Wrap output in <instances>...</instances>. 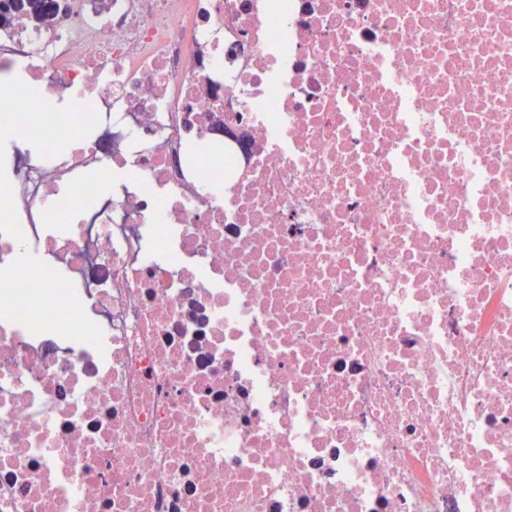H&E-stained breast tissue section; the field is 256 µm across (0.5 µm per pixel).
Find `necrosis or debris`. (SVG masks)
Returning a JSON list of instances; mask_svg holds the SVG:
<instances>
[{
	"instance_id": "necrosis-or-debris-1",
	"label": "necrosis or debris",
	"mask_w": 512,
	"mask_h": 512,
	"mask_svg": "<svg viewBox=\"0 0 512 512\" xmlns=\"http://www.w3.org/2000/svg\"><path fill=\"white\" fill-rule=\"evenodd\" d=\"M59 3L0 36V512H512V0Z\"/></svg>"
}]
</instances>
